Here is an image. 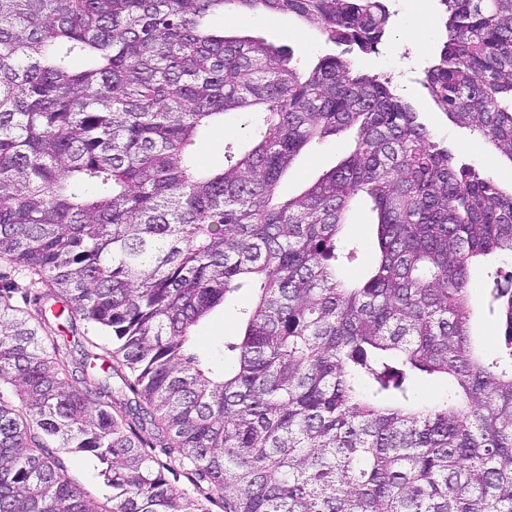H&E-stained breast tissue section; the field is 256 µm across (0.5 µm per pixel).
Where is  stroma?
Listing matches in <instances>:
<instances>
[{"instance_id": "obj_1", "label": "stroma", "mask_w": 512, "mask_h": 512, "mask_svg": "<svg viewBox=\"0 0 512 512\" xmlns=\"http://www.w3.org/2000/svg\"><path fill=\"white\" fill-rule=\"evenodd\" d=\"M392 13L387 36L376 51L353 53L357 66L364 70L392 77L400 93L411 103L422 104L421 118L436 141L452 148L464 161L477 169L492 173L503 186L512 185V164L495 162L482 152L465 130L451 123L434 104L419 83L421 72L430 55L440 43L444 28L439 5H431L428 14H420L417 0H389ZM209 24L225 32H237L256 40H262L293 52L295 60L304 67H312L333 47L327 44L317 26L297 18L257 11L244 17L228 14L210 16ZM255 136L254 127L247 115L237 113L226 116L222 126L204 133L194 150L199 161L208 166H219L224 161L225 146L243 150L249 148ZM353 147L351 133L344 132L313 145L309 153L289 171L281 187L282 196L300 192L306 184L316 179L323 171L337 165ZM370 201H361L344 227L346 243L358 246L360 263L349 270L350 275H360L377 252L374 214ZM251 289H241L234 306L214 314L197 330L194 350L201 355L214 353L225 335L235 326V305L250 301ZM98 461L83 455L68 466V476L90 497L99 503H108L112 496L99 477Z\"/></svg>"}]
</instances>
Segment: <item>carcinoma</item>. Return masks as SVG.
<instances>
[{
  "mask_svg": "<svg viewBox=\"0 0 512 512\" xmlns=\"http://www.w3.org/2000/svg\"><path fill=\"white\" fill-rule=\"evenodd\" d=\"M445 33L420 84L449 121L512 163V0H438ZM271 10L340 48L291 52L205 28ZM386 0H0V512H512V279L470 264L512 255V190L434 141L390 78L360 70ZM252 112L259 138L213 172L192 147ZM354 148L276 200L294 160L340 132ZM377 212L364 275L339 246L353 200ZM218 354L196 330L244 287ZM503 339L479 353L478 288ZM65 330L48 335L50 320ZM83 323L111 333H68ZM97 367L104 379L79 388ZM117 376L134 401L112 395ZM415 377H446L433 404ZM208 484L174 486L137 431ZM89 454L99 505L62 453ZM100 469L98 461L92 456H77V460L68 464V477L90 497L99 503L111 506L108 501L112 497V488L107 487L103 479L99 477Z\"/></svg>",
  "mask_w": 512,
  "mask_h": 512,
  "instance_id": "cac0c4a2",
  "label": "carcinoma"
}]
</instances>
